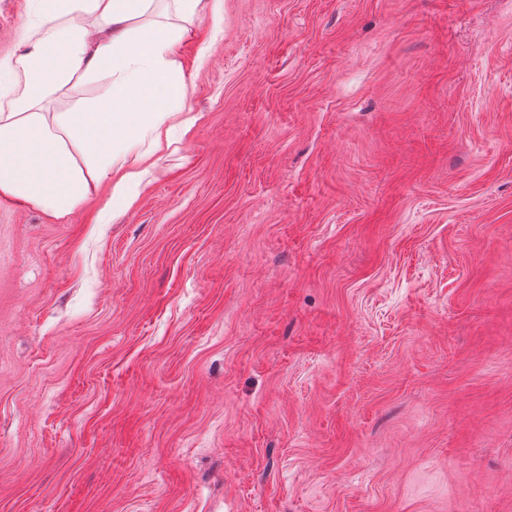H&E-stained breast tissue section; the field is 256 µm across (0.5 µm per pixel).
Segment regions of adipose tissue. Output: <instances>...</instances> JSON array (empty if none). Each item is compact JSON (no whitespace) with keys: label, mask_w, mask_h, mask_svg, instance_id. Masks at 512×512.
<instances>
[{"label":"adipose tissue","mask_w":512,"mask_h":512,"mask_svg":"<svg viewBox=\"0 0 512 512\" xmlns=\"http://www.w3.org/2000/svg\"><path fill=\"white\" fill-rule=\"evenodd\" d=\"M37 0L23 49L0 55V196L63 219L110 188L124 211L142 185L140 165L178 143L186 86L174 49L201 0ZM99 79L73 112L43 102L75 74Z\"/></svg>","instance_id":"ef3b65f1"}]
</instances>
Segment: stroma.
<instances>
[{
	"mask_svg": "<svg viewBox=\"0 0 512 512\" xmlns=\"http://www.w3.org/2000/svg\"><path fill=\"white\" fill-rule=\"evenodd\" d=\"M187 28L128 210L0 197V512H512V0Z\"/></svg>",
	"mask_w": 512,
	"mask_h": 512,
	"instance_id": "1",
	"label": "stroma"
}]
</instances>
